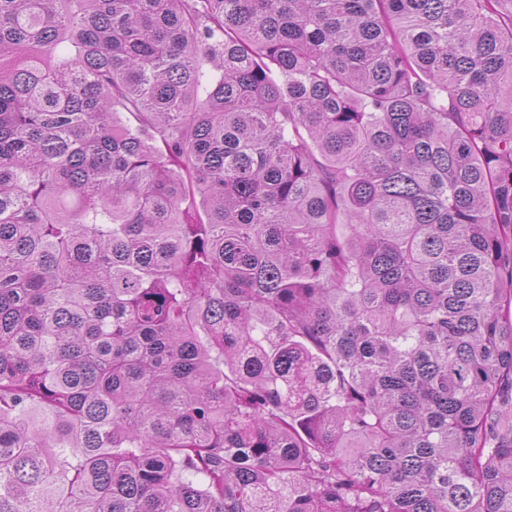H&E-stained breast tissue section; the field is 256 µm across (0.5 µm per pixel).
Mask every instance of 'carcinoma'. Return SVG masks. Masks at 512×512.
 I'll return each mask as SVG.
<instances>
[{"mask_svg":"<svg viewBox=\"0 0 512 512\" xmlns=\"http://www.w3.org/2000/svg\"><path fill=\"white\" fill-rule=\"evenodd\" d=\"M0 512H512V0H0Z\"/></svg>","mask_w":512,"mask_h":512,"instance_id":"cac0c4a2","label":"carcinoma"}]
</instances>
